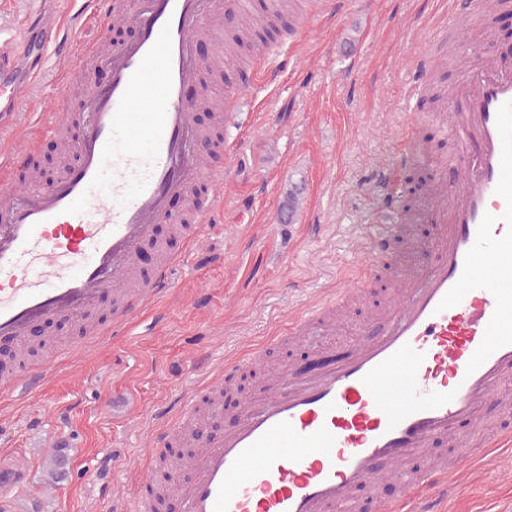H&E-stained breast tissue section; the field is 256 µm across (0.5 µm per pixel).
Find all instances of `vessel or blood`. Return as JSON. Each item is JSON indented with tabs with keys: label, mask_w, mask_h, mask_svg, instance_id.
<instances>
[{
	"label": "vessel or blood",
	"mask_w": 512,
	"mask_h": 512,
	"mask_svg": "<svg viewBox=\"0 0 512 512\" xmlns=\"http://www.w3.org/2000/svg\"><path fill=\"white\" fill-rule=\"evenodd\" d=\"M97 2L103 23L119 17L134 37L104 58L108 77L88 88L78 111L65 85L55 89L59 111L42 119L51 131L74 126L73 163L51 182L0 187V344L18 352L34 328L80 322L109 297L118 303L110 328L124 325L171 285L177 256L149 276L139 269L157 225L196 239L217 215L224 169L208 161V135L194 121L188 91L205 71L233 60L220 51L201 61L195 43L206 33L223 42L215 18L235 24L250 0ZM486 7L461 0L437 39L472 53L460 34ZM31 27L34 39L0 41V128L44 49L73 41L43 15ZM448 120L461 151L451 163L454 179L437 181L421 214L433 226L431 260L354 344L257 387L229 429L171 473L180 512H353L357 492L382 468L399 470L407 495L437 480L434 471L409 467L413 457L449 438L458 457H470L461 424L512 382V70L477 62ZM373 187L380 222L367 250L386 261L403 209L387 170ZM190 194L192 219L175 216L171 202ZM330 307L315 304L290 335H308ZM46 372L41 364L2 373L0 388L36 387ZM223 408L215 388L187 392L157 447L179 445Z\"/></svg>",
	"instance_id": "b4317fda"
}]
</instances>
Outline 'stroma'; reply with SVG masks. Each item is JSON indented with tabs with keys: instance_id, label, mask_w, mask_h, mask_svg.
<instances>
[{
	"instance_id": "obj_1",
	"label": "stroma",
	"mask_w": 512,
	"mask_h": 512,
	"mask_svg": "<svg viewBox=\"0 0 512 512\" xmlns=\"http://www.w3.org/2000/svg\"><path fill=\"white\" fill-rule=\"evenodd\" d=\"M38 7V0H0V40L22 42ZM450 8L451 0H350L340 13L314 16L299 36L290 34V16L261 33L277 48L280 68L219 132L229 167L224 215L204 225L194 245L173 241L172 252L187 261L175 266L169 292L111 335L78 327L59 334L42 355L50 363L42 385L0 393V462L25 473L0 495V512H112L113 504L132 503L141 484L166 474L151 453L154 432L178 416L182 394L217 378L225 360L244 361L247 386L270 359L296 370L319 345L343 351L385 314L399 292L395 269H379L371 287L355 286L370 264L364 247L377 221L372 177L391 169L395 190L409 191L414 171L394 157L410 124L428 150V175L445 176L459 151L447 113L428 101L469 71L446 62L447 45L432 40ZM57 20L73 28L78 50H91L84 74L72 77L70 57H53L0 134V152L30 149L49 172L60 140L42 133L38 112L53 109L52 90L63 81L79 103L87 82L104 78L114 43L130 36L69 0ZM490 24L493 58L511 68V10L475 15L466 35L483 44ZM423 54L438 68L412 93L406 75ZM351 287L356 296L336 305L326 336L274 343L306 307ZM499 399L492 429L462 426L471 459L441 446L417 460L453 484L445 512H512V446L495 444L497 430L512 429V384Z\"/></svg>"
}]
</instances>
